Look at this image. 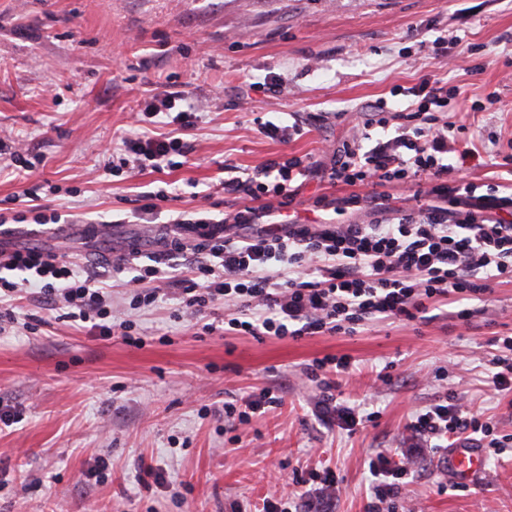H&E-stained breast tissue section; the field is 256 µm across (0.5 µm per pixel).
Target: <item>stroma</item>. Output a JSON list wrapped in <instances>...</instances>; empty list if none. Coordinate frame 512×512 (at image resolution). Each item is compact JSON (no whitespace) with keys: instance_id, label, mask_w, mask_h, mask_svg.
<instances>
[{"instance_id":"1","label":"stroma","mask_w":512,"mask_h":512,"mask_svg":"<svg viewBox=\"0 0 512 512\" xmlns=\"http://www.w3.org/2000/svg\"><path fill=\"white\" fill-rule=\"evenodd\" d=\"M431 74L448 84L447 120L470 125L479 150L512 153V0H0V136L32 148L46 205L72 221L6 224L18 245L72 254L78 264L157 248V224L123 218L139 192L168 182L175 211L191 190L283 156L321 159L323 143L351 141L361 107L409 102ZM276 75L265 93L251 83ZM187 91L198 122L182 166L135 177L106 172L135 116L167 82ZM499 101L487 105L488 93ZM288 112L302 135L282 143L258 120ZM115 320L134 317L142 341L91 334L57 311L23 302L0 333V512H260L268 471L291 494L294 471L329 464L344 483L331 512H365L368 459L400 457L413 412L456 393L512 436V391L490 383L492 334L512 333V282L472 301L467 332L451 307L433 320L369 321L352 336L301 340L198 333L162 300L129 310L110 289ZM327 355L356 365L338 397L378 419L349 432L313 413L320 395L304 370ZM269 392L283 405L253 418L241 442L224 430V405ZM152 459L181 497L138 485L134 463ZM426 453L396 498L397 512H512V453L489 459L465 485L449 483Z\"/></svg>"}]
</instances>
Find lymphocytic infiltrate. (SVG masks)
I'll list each match as a JSON object with an SVG mask.
<instances>
[{
	"label": "lymphocytic infiltrate",
	"mask_w": 512,
	"mask_h": 512,
	"mask_svg": "<svg viewBox=\"0 0 512 512\" xmlns=\"http://www.w3.org/2000/svg\"><path fill=\"white\" fill-rule=\"evenodd\" d=\"M404 108L374 105L372 126L384 139L365 147L370 132L333 152L328 164L306 157L269 160L264 166L221 182L226 194L250 198V206L219 217L213 193H200V212L169 219L152 252L139 249L106 258V270L126 288L133 310L170 295L177 317L202 323L215 301H223L227 332L258 339L299 340L325 334L354 335L371 320L412 322L419 314L454 304L460 327H469V301L483 299L494 285L512 282V194L500 183L480 188L461 171L477 151L469 129L440 118L448 87L424 76L408 90ZM184 91L153 96L146 110L163 116L170 130L153 137L136 132L123 140L118 163L127 174L173 167L191 145L182 131L194 124ZM351 187L340 204L369 209L371 224H307L290 217L300 191L311 179ZM386 184H410L413 204L396 208L382 193ZM335 200L317 197V210ZM105 270V271H106ZM103 273V272H102ZM102 273L71 261L69 255L36 247H9L0 241V315L13 321L14 302L31 299L65 310L70 321L91 324L100 335L135 340L133 320L114 321L112 303L101 288ZM349 356L313 360L306 372L320 377L323 393L317 416L353 428L372 421L360 407L338 404L334 375L348 372ZM407 429L414 447L400 459L380 454L370 460L374 477L367 512H393L397 486L414 472L420 449L447 447L449 439L474 435L480 447L503 454L494 426L457 395L438 399L412 415ZM309 489L296 497L270 498L264 512H328L340 490L331 469L312 470Z\"/></svg>",
	"instance_id": "obj_1"
}]
</instances>
